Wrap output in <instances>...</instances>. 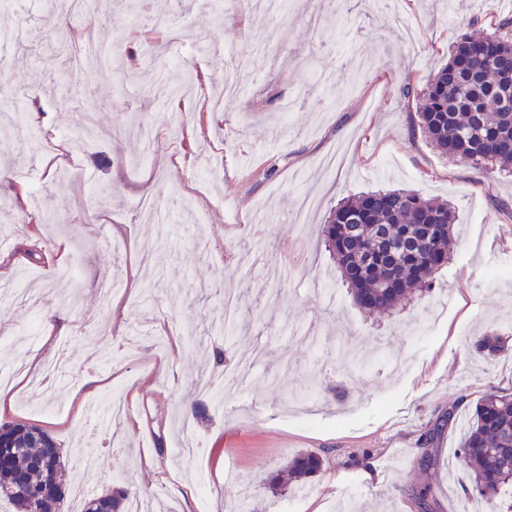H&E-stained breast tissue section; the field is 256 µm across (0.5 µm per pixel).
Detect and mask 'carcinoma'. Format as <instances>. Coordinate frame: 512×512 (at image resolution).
Returning <instances> with one entry per match:
<instances>
[{"label": "carcinoma", "instance_id": "obj_1", "mask_svg": "<svg viewBox=\"0 0 512 512\" xmlns=\"http://www.w3.org/2000/svg\"><path fill=\"white\" fill-rule=\"evenodd\" d=\"M494 30L462 33L451 44L448 62L423 89L407 83L402 93L417 101L415 125L440 154L489 170H512V20L490 9ZM454 208L404 189L380 190L339 202L330 209L322 236L340 280L369 315H391L404 301L421 296L434 274L448 264ZM478 352L504 351L500 335L475 341ZM463 431L455 455L469 485L463 495L479 497L489 512H512V393L489 390L471 410L448 414ZM323 469L314 452L292 456L263 481L272 496L311 488ZM67 468L60 448L38 426L12 424L0 446V500L15 512H55L65 493ZM425 512H433L429 485L413 489ZM136 495L128 488L84 502L82 512H130Z\"/></svg>", "mask_w": 512, "mask_h": 512}]
</instances>
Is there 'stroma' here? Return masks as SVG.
I'll list each match as a JSON object with an SVG mask.
<instances>
[{"label":"stroma","instance_id":"stroma-1","mask_svg":"<svg viewBox=\"0 0 512 512\" xmlns=\"http://www.w3.org/2000/svg\"><path fill=\"white\" fill-rule=\"evenodd\" d=\"M478 15L471 0H405L398 15L373 0L0 10V32L28 40L23 70L0 74V114L36 102L54 143L0 137V170L28 187L21 203L0 192V256L29 253L9 279L41 298L0 299V371L13 374L0 419L47 431L88 496L120 479L153 512H226L302 451L324 460L313 493L274 512H420L423 485L457 512L460 431L446 418L512 393V357L472 344L496 332L512 347V173L439 155L399 88L424 85ZM381 188L450 201L456 234L429 293L370 317L320 230L338 201ZM146 257L159 276L132 280ZM104 282L119 309L102 306ZM224 292L239 299L230 344ZM221 350L264 359L220 403L192 383L223 385ZM190 395L205 414L187 429Z\"/></svg>","mask_w":512,"mask_h":512}]
</instances>
